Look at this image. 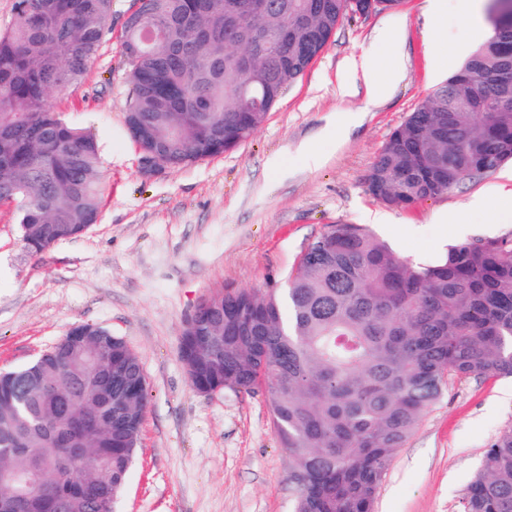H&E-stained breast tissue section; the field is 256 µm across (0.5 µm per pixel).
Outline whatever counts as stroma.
<instances>
[{"mask_svg":"<svg viewBox=\"0 0 512 512\" xmlns=\"http://www.w3.org/2000/svg\"><path fill=\"white\" fill-rule=\"evenodd\" d=\"M133 0H112V30L83 80L50 104L99 143L101 213L44 257L20 241L15 205L0 204V371L23 368L78 324L121 337L140 358L148 402L116 512H292L288 453L264 390H194L180 358L183 326L219 288L284 287L331 224H359L414 262L445 254L469 216V239L512 234L470 214L478 196L512 190V163L410 208L385 204L367 175L391 133L454 69L437 44L464 39L457 0L441 36L426 0L345 18L264 125L233 150L147 176L125 117L122 52ZM395 64L399 79L369 97L355 62ZM512 425V377L455 381L423 415L381 484L376 512H461L486 449Z\"/></svg>","mask_w":512,"mask_h":512,"instance_id":"1","label":"stroma"}]
</instances>
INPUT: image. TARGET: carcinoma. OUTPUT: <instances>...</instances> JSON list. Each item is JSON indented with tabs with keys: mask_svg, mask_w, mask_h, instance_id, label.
Masks as SVG:
<instances>
[{
	"mask_svg": "<svg viewBox=\"0 0 512 512\" xmlns=\"http://www.w3.org/2000/svg\"><path fill=\"white\" fill-rule=\"evenodd\" d=\"M402 0H136L149 29L123 32L127 118L142 153L170 168L230 151L266 122L348 16ZM112 0H15L0 30V201L16 204L25 251L43 256L97 222L104 175L96 138L49 96L78 84L110 30ZM492 34L393 131L367 187L401 208L512 161V0L487 12ZM276 35L277 53L265 37ZM66 335L0 375V492L39 480L46 507L108 512L139 443L146 377L122 338ZM180 355L197 391L264 385L288 450L294 512H375L377 490L422 415L455 380L512 376V235L459 242L412 262L357 224H332L286 287L220 289L186 321ZM81 449L73 456L63 441ZM462 512H512V426L485 452Z\"/></svg>",
	"mask_w": 512,
	"mask_h": 512,
	"instance_id": "carcinoma-1",
	"label": "carcinoma"
}]
</instances>
